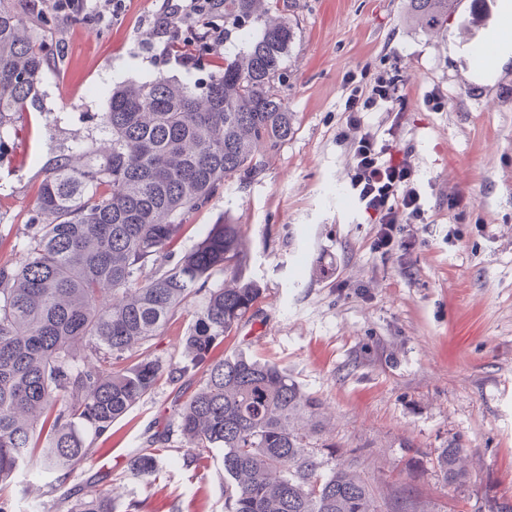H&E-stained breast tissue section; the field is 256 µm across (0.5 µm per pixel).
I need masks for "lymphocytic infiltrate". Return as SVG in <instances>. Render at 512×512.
Segmentation results:
<instances>
[{"mask_svg": "<svg viewBox=\"0 0 512 512\" xmlns=\"http://www.w3.org/2000/svg\"><path fill=\"white\" fill-rule=\"evenodd\" d=\"M223 10L224 0H162L153 16L155 48L176 64L189 65L198 52L196 21ZM406 99L403 85L389 74H373L365 84L349 79L345 125L336 135L337 142L349 147L350 186L378 226L377 250H410L413 242L403 238L404 225L425 221L412 167L394 160L392 142H380L377 131L364 122L365 113L396 111Z\"/></svg>", "mask_w": 512, "mask_h": 512, "instance_id": "obj_1", "label": "lymphocytic infiltrate"}]
</instances>
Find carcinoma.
<instances>
[{
  "label": "carcinoma",
  "instance_id": "obj_1",
  "mask_svg": "<svg viewBox=\"0 0 512 512\" xmlns=\"http://www.w3.org/2000/svg\"><path fill=\"white\" fill-rule=\"evenodd\" d=\"M407 2L416 27L432 32L455 0ZM298 33L287 0H224V44L235 54L205 92L161 74L118 82L97 115L102 142L51 157L25 260L0 263V512H12L1 491L21 470L66 497L72 473L94 462L86 429L107 433L162 379L178 388L184 456L221 458L224 512H395L381 508L358 456L321 440L322 403L286 370L242 351L212 357L261 297L245 274L242 226L214 224L176 255L190 215L227 180L260 175L294 135L283 87ZM45 66L19 13L0 6V155ZM216 273L222 282L206 287ZM191 302L180 362L139 351ZM195 370L198 385L181 390ZM152 443L131 475H155L166 438ZM467 459L456 442L435 449L448 491L467 483ZM114 500L112 485L98 483L68 512H115Z\"/></svg>",
  "mask_w": 512,
  "mask_h": 512
}]
</instances>
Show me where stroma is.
I'll use <instances>...</instances> for the list:
<instances>
[{"mask_svg": "<svg viewBox=\"0 0 512 512\" xmlns=\"http://www.w3.org/2000/svg\"><path fill=\"white\" fill-rule=\"evenodd\" d=\"M16 7L48 58L38 106L16 122V149L0 161V263L24 257L25 226L47 160L98 139L90 114L105 112L102 88L158 73L207 79L224 50L205 47L193 65L150 58L158 0H128L122 22L63 17L51 4ZM504 0H462L444 31L406 20V0H293L300 38L285 94L297 130L247 186L226 181L189 218L188 251L209 225H242L246 274L263 294L225 351L286 368L323 402L326 436L356 450L379 497L412 498L419 512H465L512 499V58L483 71L488 89L467 87L474 42L499 35ZM387 71L410 90L394 129L397 161L410 163L428 213L412 224L407 252L372 247L371 224L350 187L349 155L337 143L347 72ZM445 95L432 109V89ZM175 392L161 383L94 443L92 466L68 488L109 481L124 499L160 512H224L220 458L183 460ZM166 431L155 478L129 476L131 459ZM459 442L470 479L458 500L435 475V449ZM42 481L18 474L14 512H66L46 505Z\"/></svg>", "mask_w": 512, "mask_h": 512, "instance_id": "1", "label": "stroma"}]
</instances>
